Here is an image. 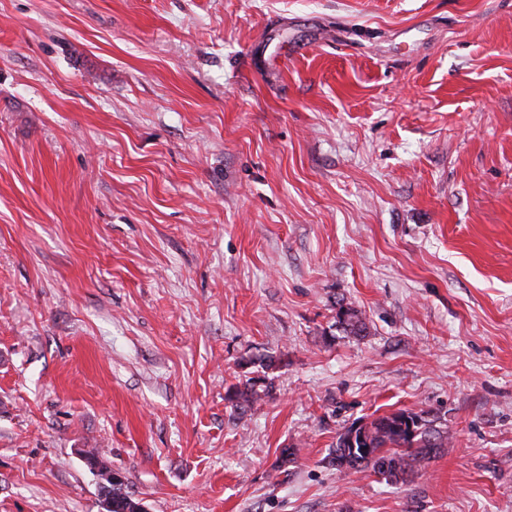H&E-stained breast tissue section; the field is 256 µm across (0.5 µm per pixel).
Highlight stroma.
<instances>
[{"instance_id":"1","label":"stroma","mask_w":512,"mask_h":512,"mask_svg":"<svg viewBox=\"0 0 512 512\" xmlns=\"http://www.w3.org/2000/svg\"><path fill=\"white\" fill-rule=\"evenodd\" d=\"M399 410L447 447L328 466ZM83 448L146 512H512V0H0V512H104ZM339 322L344 330L352 336H364L367 334L368 326L359 312L347 304L340 305L338 311ZM267 380L265 376L248 377L239 385L229 388L225 399L236 411L244 413L262 399L261 394H269L272 382L268 383ZM258 388H262L261 391Z\"/></svg>"}]
</instances>
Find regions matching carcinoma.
Masks as SVG:
<instances>
[{"instance_id":"1","label":"carcinoma","mask_w":512,"mask_h":512,"mask_svg":"<svg viewBox=\"0 0 512 512\" xmlns=\"http://www.w3.org/2000/svg\"><path fill=\"white\" fill-rule=\"evenodd\" d=\"M339 322L352 336H364L368 326L351 305H341ZM272 383L266 377H248L227 390L226 400L242 413L269 394ZM448 445V437L428 426L421 415L401 410L360 422L358 429L349 426L336 436L331 462L337 469L374 473L398 480L415 472ZM112 508L107 512H143L140 501L125 490V481L111 484Z\"/></svg>"}]
</instances>
